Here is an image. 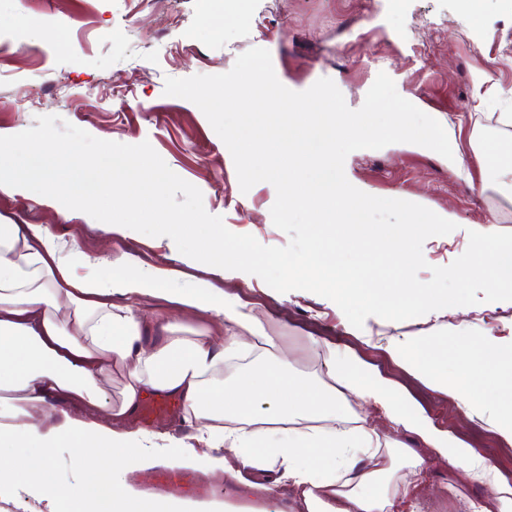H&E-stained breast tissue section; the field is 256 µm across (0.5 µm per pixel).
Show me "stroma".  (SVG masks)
Segmentation results:
<instances>
[{"mask_svg":"<svg viewBox=\"0 0 512 512\" xmlns=\"http://www.w3.org/2000/svg\"><path fill=\"white\" fill-rule=\"evenodd\" d=\"M46 17L47 25L31 21ZM252 47L270 51L277 78L294 91L318 79L334 81L349 107H361L378 73L398 93L435 118L447 132L452 158L411 143L362 149L345 160L348 179L370 195L421 204L447 214L457 228L425 241L430 266H446L468 247L473 225L512 232V176L482 153L492 132L490 112H511L512 0H482L472 21L462 0H0V129L16 133L42 115H57L92 136L124 144L150 142L168 167L203 194L208 213L226 227L281 247L276 199L267 182L241 192L232 156L203 112L164 93L166 78L228 72ZM57 224L65 237L113 265L137 262L176 269L173 291L211 279L229 302L248 304L285 337L287 362L301 379L327 385L322 369L330 349L376 368L411 406L463 447L487 458L500 480L512 484V441L488 419L467 418L456 398L430 388L395 362L388 343L424 337L477 343L512 341V301L452 307L442 317L387 321L375 316L353 327L331 300L303 290L279 293L262 279L212 276L208 268L158 238L136 231L105 241L95 219L57 212L39 194L0 192V224ZM350 420L373 428L382 448L427 460L425 471L402 470L409 495L398 512H481L496 492L466 477L417 436L396 427L376 409L351 400ZM144 494L199 502L221 501L237 512H292L286 497L259 498L229 476L204 477L160 461L127 473Z\"/></svg>","mask_w":512,"mask_h":512,"instance_id":"stroma-1","label":"stroma"}]
</instances>
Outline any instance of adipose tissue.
<instances>
[{
  "instance_id": "1",
  "label": "adipose tissue",
  "mask_w": 512,
  "mask_h": 512,
  "mask_svg": "<svg viewBox=\"0 0 512 512\" xmlns=\"http://www.w3.org/2000/svg\"><path fill=\"white\" fill-rule=\"evenodd\" d=\"M99 265L57 225L0 224V443L16 439L39 450L20 464L0 458V469L11 468L27 494L53 505L86 501L99 512H222L216 503L149 498L120 481L164 448L174 465L203 476L245 479L266 498L291 493L293 512H391L398 496L392 454L381 452L372 428L353 434L334 426L352 396L418 435L464 475L491 476L486 459L408 409L382 373L348 356L328 358L325 388L263 366L242 383L218 387L225 365L281 350L283 337L269 335L252 308L226 302L210 281L172 292L164 286L171 269L131 263L105 280ZM146 299L207 314L226 333L146 322L133 309ZM387 351L432 389L453 392L467 417L481 411L472 388L488 391L492 416L512 439V343L423 338ZM116 372L124 383L115 402L102 384ZM151 395L180 400L183 422L196 430L193 442L177 444L138 426V410ZM258 401L268 405L266 414L256 413ZM65 444L75 448L81 471L68 489L54 463L55 449ZM254 472L261 480H251Z\"/></svg>"
}]
</instances>
